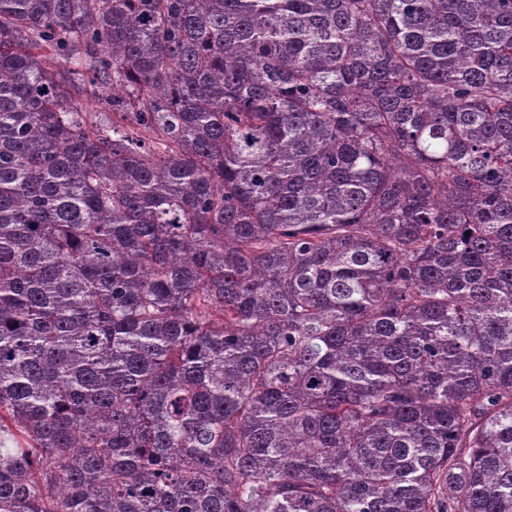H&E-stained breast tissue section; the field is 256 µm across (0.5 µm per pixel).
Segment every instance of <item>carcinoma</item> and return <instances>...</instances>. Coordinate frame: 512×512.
<instances>
[{
	"label": "carcinoma",
	"mask_w": 512,
	"mask_h": 512,
	"mask_svg": "<svg viewBox=\"0 0 512 512\" xmlns=\"http://www.w3.org/2000/svg\"><path fill=\"white\" fill-rule=\"evenodd\" d=\"M0 512H512V0H0Z\"/></svg>",
	"instance_id": "cac0c4a2"
}]
</instances>
